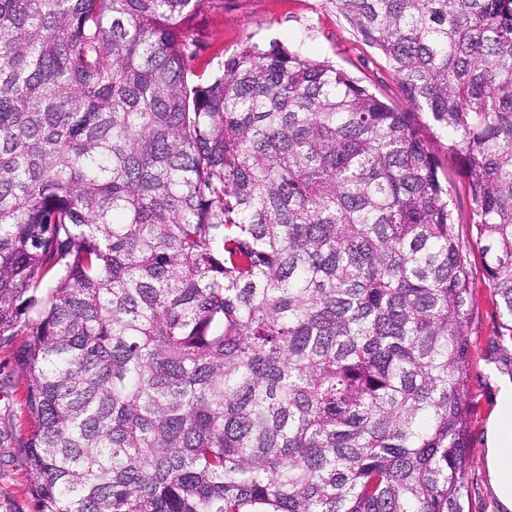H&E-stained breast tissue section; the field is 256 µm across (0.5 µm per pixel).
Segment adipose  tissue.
I'll use <instances>...</instances> for the list:
<instances>
[{
    "instance_id": "obj_1",
    "label": "adipose tissue",
    "mask_w": 512,
    "mask_h": 512,
    "mask_svg": "<svg viewBox=\"0 0 512 512\" xmlns=\"http://www.w3.org/2000/svg\"><path fill=\"white\" fill-rule=\"evenodd\" d=\"M486 467L501 507L512 512V380H502L485 434Z\"/></svg>"
}]
</instances>
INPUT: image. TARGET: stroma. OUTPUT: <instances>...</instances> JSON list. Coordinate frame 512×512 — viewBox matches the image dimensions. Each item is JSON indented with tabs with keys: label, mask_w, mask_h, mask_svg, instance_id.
<instances>
[{
	"label": "stroma",
	"mask_w": 512,
	"mask_h": 512,
	"mask_svg": "<svg viewBox=\"0 0 512 512\" xmlns=\"http://www.w3.org/2000/svg\"><path fill=\"white\" fill-rule=\"evenodd\" d=\"M193 33L202 45L199 62L220 61L247 42L266 45L275 40L305 56L332 61L377 96L397 108L406 106L395 73L337 11L336 0H224L223 7H207L196 14ZM433 151L448 171L451 206L459 218V235L468 245L473 348L467 374L471 409L467 508L469 512H500L486 469L485 432L499 391L496 380L502 375L512 377V331L502 324L498 298L483 275L478 249L471 244L466 181L457 173V161L449 154L446 139L434 141ZM18 347L15 341L0 345V512H35L19 451L30 424L23 374L16 363Z\"/></svg>",
	"instance_id": "35a3bbf8"
}]
</instances>
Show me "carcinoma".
<instances>
[{"label":"carcinoma","instance_id":"obj_1","mask_svg":"<svg viewBox=\"0 0 512 512\" xmlns=\"http://www.w3.org/2000/svg\"><path fill=\"white\" fill-rule=\"evenodd\" d=\"M224 0H0V344L35 512H465L468 179L512 324V0H336L400 111Z\"/></svg>","mask_w":512,"mask_h":512}]
</instances>
